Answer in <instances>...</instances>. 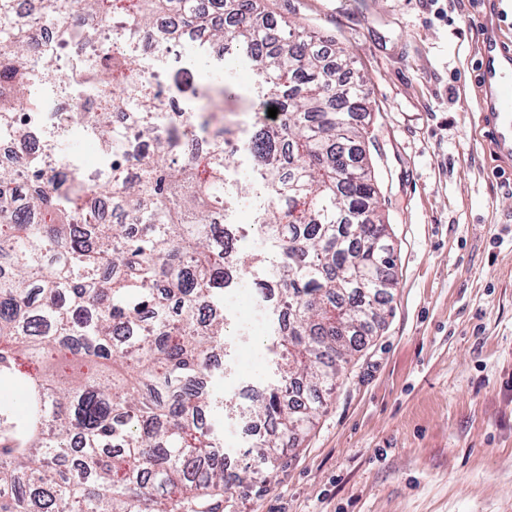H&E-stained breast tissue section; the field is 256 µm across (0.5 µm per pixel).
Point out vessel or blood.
I'll list each match as a JSON object with an SVG mask.
<instances>
[{
    "instance_id": "vessel-or-blood-1",
    "label": "vessel or blood",
    "mask_w": 512,
    "mask_h": 512,
    "mask_svg": "<svg viewBox=\"0 0 512 512\" xmlns=\"http://www.w3.org/2000/svg\"><path fill=\"white\" fill-rule=\"evenodd\" d=\"M476 72L485 89L479 102L484 136L501 156L512 158V43L486 40Z\"/></svg>"
}]
</instances>
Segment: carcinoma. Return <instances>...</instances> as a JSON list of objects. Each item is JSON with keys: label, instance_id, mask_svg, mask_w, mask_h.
<instances>
[{"label": "carcinoma", "instance_id": "cac0c4a2", "mask_svg": "<svg viewBox=\"0 0 512 512\" xmlns=\"http://www.w3.org/2000/svg\"><path fill=\"white\" fill-rule=\"evenodd\" d=\"M0 0V139L42 149L0 167V512H218L232 489L224 466L226 270L252 276L226 222L241 198L275 253L280 379L245 415L270 424L248 451L273 467L312 422L319 392L336 384L381 320L389 294L378 274L395 262L365 147L370 92L339 81L350 60L286 17L269 24L264 0H213L231 30L195 0H79L86 50L72 72L59 49L77 39ZM56 27L36 54L33 29ZM166 46L202 34L224 53L246 51L257 83L251 107L281 123L243 144L265 171L260 193L228 179L237 130L215 101L166 120L141 72L130 27ZM188 60L220 66L205 44ZM101 95L127 124L99 112H50L29 130L13 106L33 109L74 86ZM107 161L84 176L72 141ZM115 190L121 221L107 219L93 186Z\"/></svg>", "mask_w": 512, "mask_h": 512}]
</instances>
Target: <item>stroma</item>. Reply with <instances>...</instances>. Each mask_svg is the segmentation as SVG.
<instances>
[{
    "label": "stroma",
    "mask_w": 512,
    "mask_h": 512,
    "mask_svg": "<svg viewBox=\"0 0 512 512\" xmlns=\"http://www.w3.org/2000/svg\"><path fill=\"white\" fill-rule=\"evenodd\" d=\"M447 16H435L436 8ZM342 46L370 91L366 150L395 263L385 321L274 471L245 474L244 392L275 381L271 303L253 335L227 326L223 448L244 474L222 512H512V163L482 137L474 78L486 35L512 38V0L481 27L471 0H272ZM179 103L218 75L171 62Z\"/></svg>",
    "instance_id": "stroma-1"
}]
</instances>
